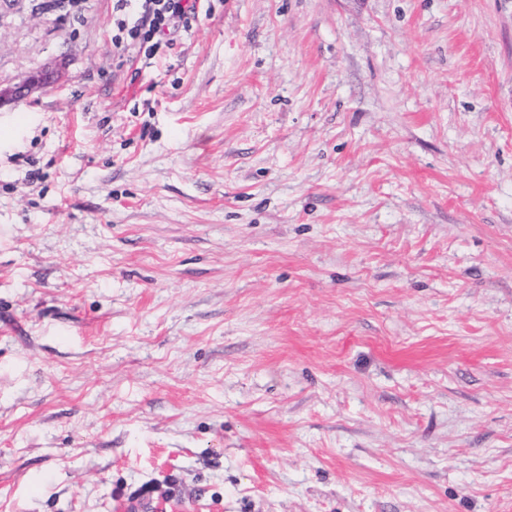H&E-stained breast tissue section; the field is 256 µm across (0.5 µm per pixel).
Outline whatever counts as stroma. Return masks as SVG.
I'll return each instance as SVG.
<instances>
[{"label":"stroma","mask_w":512,"mask_h":512,"mask_svg":"<svg viewBox=\"0 0 512 512\" xmlns=\"http://www.w3.org/2000/svg\"><path fill=\"white\" fill-rule=\"evenodd\" d=\"M207 5L0 0V512H512V0ZM205 0H114L112 6V44L131 53L134 74L167 55L180 33L202 12ZM139 64L141 66L139 67ZM58 78V74L52 72H39L28 76L22 83L14 86L2 87L0 85V107L5 104L15 103L27 96L32 90L41 88Z\"/></svg>","instance_id":"obj_1"}]
</instances>
